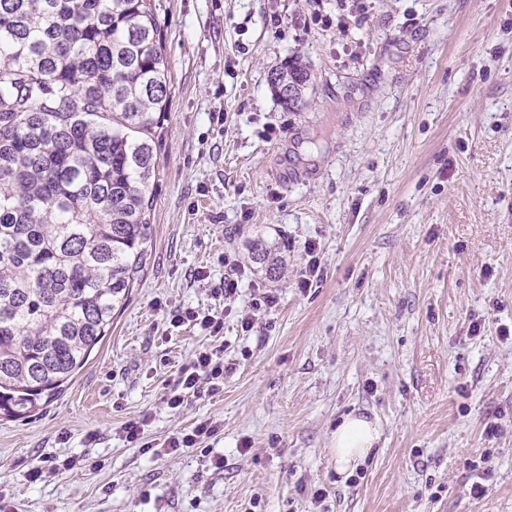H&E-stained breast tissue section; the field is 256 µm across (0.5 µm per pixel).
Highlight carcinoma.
Instances as JSON below:
<instances>
[{
  "label": "carcinoma",
  "instance_id": "obj_1",
  "mask_svg": "<svg viewBox=\"0 0 512 512\" xmlns=\"http://www.w3.org/2000/svg\"><path fill=\"white\" fill-rule=\"evenodd\" d=\"M170 82L152 0H0V414L60 395L129 301Z\"/></svg>",
  "mask_w": 512,
  "mask_h": 512
}]
</instances>
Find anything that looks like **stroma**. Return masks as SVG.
I'll return each instance as SVG.
<instances>
[{
    "label": "stroma",
    "instance_id": "1",
    "mask_svg": "<svg viewBox=\"0 0 512 512\" xmlns=\"http://www.w3.org/2000/svg\"><path fill=\"white\" fill-rule=\"evenodd\" d=\"M153 3L171 89L147 264L66 390L0 417V507L512 512V0ZM294 60L310 74L295 108L269 82ZM260 237L282 278L252 263ZM310 244L323 272L304 291ZM227 256L245 269L231 303L212 293ZM177 308L224 329L170 327ZM203 350L230 366L223 393L169 408ZM356 410L383 435L343 477L331 435ZM143 417L160 453L122 437ZM203 420L209 452L164 451ZM250 258L269 278L279 277L283 272L285 265L283 256L279 247L272 242L262 238L254 240L250 247Z\"/></svg>",
    "mask_w": 512,
    "mask_h": 512
}]
</instances>
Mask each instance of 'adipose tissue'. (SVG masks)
Returning <instances> with one entry per match:
<instances>
[{"label":"adipose tissue","instance_id":"ef3b65f1","mask_svg":"<svg viewBox=\"0 0 512 512\" xmlns=\"http://www.w3.org/2000/svg\"><path fill=\"white\" fill-rule=\"evenodd\" d=\"M380 438L381 427L377 420L356 413L344 416L332 435L337 473L351 476L365 464Z\"/></svg>","mask_w":512,"mask_h":512}]
</instances>
